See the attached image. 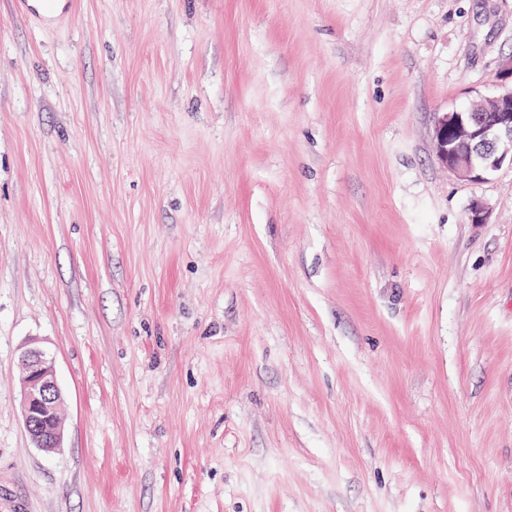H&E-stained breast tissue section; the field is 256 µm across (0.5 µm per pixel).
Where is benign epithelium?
<instances>
[{"label":"benign epithelium","mask_w":512,"mask_h":512,"mask_svg":"<svg viewBox=\"0 0 512 512\" xmlns=\"http://www.w3.org/2000/svg\"><path fill=\"white\" fill-rule=\"evenodd\" d=\"M434 146L440 162L465 182L483 181L512 165V87L472 111L437 113ZM19 365L25 431L34 447L51 452L61 447L64 435L55 360L31 339L20 349Z\"/></svg>","instance_id":"obj_1"}]
</instances>
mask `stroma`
Returning <instances> with one entry per match:
<instances>
[{
    "label": "stroma",
    "instance_id": "obj_1",
    "mask_svg": "<svg viewBox=\"0 0 512 512\" xmlns=\"http://www.w3.org/2000/svg\"><path fill=\"white\" fill-rule=\"evenodd\" d=\"M73 2L0 0V512H512V167L433 141L512 0ZM20 407L23 424L35 448L52 452L61 448L63 400L56 377L55 360L31 339L20 349Z\"/></svg>",
    "mask_w": 512,
    "mask_h": 512
}]
</instances>
